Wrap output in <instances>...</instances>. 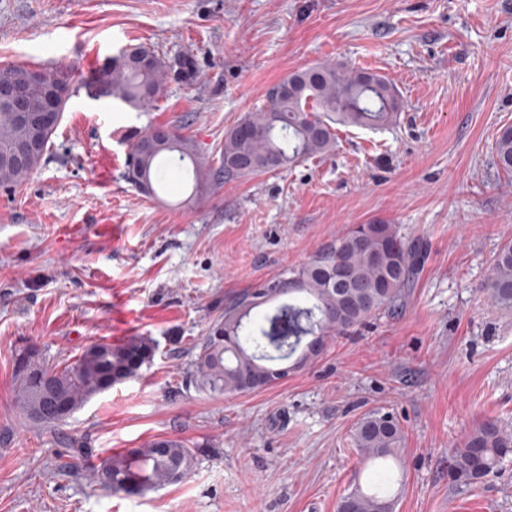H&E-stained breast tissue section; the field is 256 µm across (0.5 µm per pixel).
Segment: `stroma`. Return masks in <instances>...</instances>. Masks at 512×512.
Here are the masks:
<instances>
[{"label":"stroma","mask_w":512,"mask_h":512,"mask_svg":"<svg viewBox=\"0 0 512 512\" xmlns=\"http://www.w3.org/2000/svg\"><path fill=\"white\" fill-rule=\"evenodd\" d=\"M139 46L169 64L194 54L196 84L168 80L144 109L114 99L99 71ZM329 62L393 83L396 123L337 127L325 156L200 194L174 163L157 198L125 180L147 131L179 127L219 158L272 86ZM7 64L65 71L74 93L37 171L0 187V512H336L383 470L400 481L396 512H512V456L472 486L449 469L472 427L512 426V312L483 292L512 243V175L492 160L512 125V0H0ZM376 221L427 245L401 313L274 386L195 388L226 302ZM133 336L157 341L150 363L66 422L48 429L16 406L19 347L69 364ZM376 409L405 430L400 462L353 446ZM157 437L193 448L181 482L129 496L93 478Z\"/></svg>","instance_id":"stroma-1"}]
</instances>
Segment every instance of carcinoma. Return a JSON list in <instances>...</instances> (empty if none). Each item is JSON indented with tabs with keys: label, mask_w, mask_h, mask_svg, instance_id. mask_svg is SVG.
Listing matches in <instances>:
<instances>
[{
	"label": "carcinoma",
	"mask_w": 512,
	"mask_h": 512,
	"mask_svg": "<svg viewBox=\"0 0 512 512\" xmlns=\"http://www.w3.org/2000/svg\"><path fill=\"white\" fill-rule=\"evenodd\" d=\"M184 82L195 84L198 69L191 55L178 59ZM4 71L26 79L30 103L38 107L51 91L71 97V78L62 71L29 75L23 65H4ZM111 95L134 108L147 106L164 93L167 65L142 48L126 49L112 57ZM402 110L398 89L383 76L342 64H320L288 74L266 93L265 109L240 118L224 134L219 164L202 157L195 142L179 132L158 139L152 132L134 144L126 180L148 197L167 170L163 156L178 153L193 165L195 186L218 188L226 182L292 167L321 157L336 147L333 125L379 128L393 124ZM32 136L15 114L0 108V154ZM40 162L18 165L0 160V186H17ZM494 165L512 173V126L503 127L494 148ZM425 244L400 232L394 224H356L322 247L297 268L260 281L224 305V315L212 324L199 346L192 381L201 392L236 394L255 391L253 380L269 386L288 378L277 374L273 362L293 358L296 367L318 358L330 340L349 336L368 319L395 314L412 286L425 257ZM485 291L493 304L512 310V244L497 252ZM278 305L258 317L256 308ZM150 336L122 344L88 346L72 364L46 361L28 346L17 355L14 400L23 415L52 427L112 385L133 379L155 353ZM353 442L369 460H394L404 443V431L389 412L364 414L355 424ZM512 455V430L496 420L471 428L452 449L458 478L476 483ZM194 453L182 440L156 438L139 448L104 459L95 478L115 493L140 494L183 479L192 469ZM391 478L382 475L377 486L352 488L337 512H395L397 495Z\"/></svg>",
	"instance_id": "obj_1"
}]
</instances>
